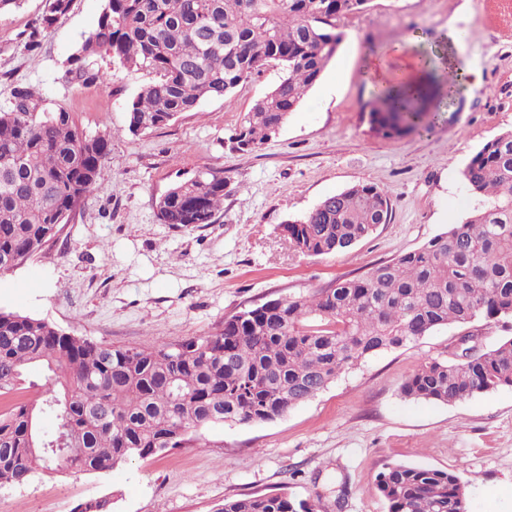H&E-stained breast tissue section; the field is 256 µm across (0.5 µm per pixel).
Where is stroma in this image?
Returning <instances> with one entry per match:
<instances>
[{
	"mask_svg": "<svg viewBox=\"0 0 512 512\" xmlns=\"http://www.w3.org/2000/svg\"><path fill=\"white\" fill-rule=\"evenodd\" d=\"M43 7L23 0L0 12V111L17 88H33L74 112L87 133L111 132V152L76 216L25 265L0 274V310L97 343L152 347L213 335L243 309L314 292L420 248L482 205L462 172L486 141L512 130V0H370L341 22L336 55L279 135L250 153L233 149L230 137L278 82L279 67L240 86L232 103L208 99L135 135L127 106L151 74L95 57L91 65L109 74V85L65 77L104 0H72L42 31L40 49L25 51ZM472 29L480 38L466 39ZM405 38L413 48L386 52ZM421 49L464 73L460 103L449 104L440 68L418 64ZM371 56L385 78L427 87L425 106L440 115L431 132H369L360 108L372 91L363 74ZM206 169L224 178L212 223H161L160 197ZM363 183L387 194L388 223L338 253L307 256L290 246L283 224ZM466 331L486 350L512 338V320L451 325L367 358L272 421L216 425L186 447L101 475L39 476L2 488L0 512H73L96 498L109 501V512H216L227 499L279 492L319 512H387L375 479L392 463L458 471L470 512H512V387L451 405L402 393L421 365L449 358L450 343Z\"/></svg>",
	"mask_w": 512,
	"mask_h": 512,
	"instance_id": "35a3bbf8",
	"label": "stroma"
}]
</instances>
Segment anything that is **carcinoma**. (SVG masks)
<instances>
[{
	"label": "carcinoma",
	"mask_w": 512,
	"mask_h": 512,
	"mask_svg": "<svg viewBox=\"0 0 512 512\" xmlns=\"http://www.w3.org/2000/svg\"><path fill=\"white\" fill-rule=\"evenodd\" d=\"M370 0H105L97 27L72 55L66 77L102 83L94 57L155 80L128 105L133 134L159 128L205 99H231L272 62L279 82L256 100L230 136L252 152L282 128L321 78L343 40L339 22ZM71 0H45L24 50L64 17ZM424 91L405 85L361 107L369 128L399 137L429 123ZM110 135H90L75 114L50 109L28 88L0 111V271L21 266L81 208L109 153ZM488 197L422 247L308 295L237 312L212 336L152 348L115 347L17 312L0 311V396L22 390L41 366L34 400L0 413V488L42 474H105L132 457L180 448L224 422L272 420L332 384L348 366L418 342L433 330L512 319V131L487 141L463 171ZM224 202V178L198 172L158 204L164 224H210ZM390 219L385 193L358 184L330 194L283 225L292 247L327 255L354 246ZM512 386V338L478 353L434 360L403 384L411 398L452 404ZM388 512H468L460 475L388 464L376 476ZM217 512H316L286 493L224 501Z\"/></svg>",
	"instance_id": "cac0c4a2"
}]
</instances>
